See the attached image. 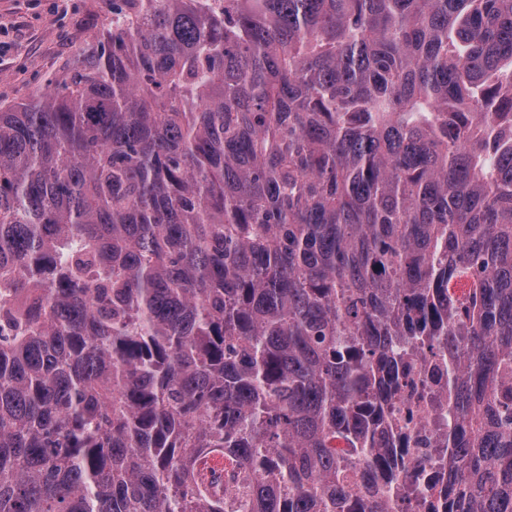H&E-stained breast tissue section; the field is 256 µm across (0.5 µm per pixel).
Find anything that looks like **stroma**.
I'll list each match as a JSON object with an SVG mask.
<instances>
[{
    "label": "stroma",
    "mask_w": 512,
    "mask_h": 512,
    "mask_svg": "<svg viewBox=\"0 0 512 512\" xmlns=\"http://www.w3.org/2000/svg\"><path fill=\"white\" fill-rule=\"evenodd\" d=\"M111 0H0V99L44 89L103 28Z\"/></svg>",
    "instance_id": "obj_1"
}]
</instances>
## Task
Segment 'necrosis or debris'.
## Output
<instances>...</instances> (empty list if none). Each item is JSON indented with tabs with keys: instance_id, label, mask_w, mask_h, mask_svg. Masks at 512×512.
Segmentation results:
<instances>
[{
	"instance_id": "necrosis-or-debris-1",
	"label": "necrosis or debris",
	"mask_w": 512,
	"mask_h": 512,
	"mask_svg": "<svg viewBox=\"0 0 512 512\" xmlns=\"http://www.w3.org/2000/svg\"><path fill=\"white\" fill-rule=\"evenodd\" d=\"M412 364L413 380L403 384L385 407L386 415L406 426L403 447L391 449L390 457L396 465L425 463L434 481L418 491L410 483H403L395 512H443L450 453L446 436L459 427L460 421L452 414L454 397L442 357L419 351L414 353Z\"/></svg>"
}]
</instances>
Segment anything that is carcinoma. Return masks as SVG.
Returning <instances> with one entry per match:
<instances>
[{
    "label": "carcinoma",
    "instance_id": "cac0c4a2",
    "mask_svg": "<svg viewBox=\"0 0 512 512\" xmlns=\"http://www.w3.org/2000/svg\"><path fill=\"white\" fill-rule=\"evenodd\" d=\"M405 344L512 512V0H112L0 106V512H393Z\"/></svg>",
    "mask_w": 512,
    "mask_h": 512
}]
</instances>
